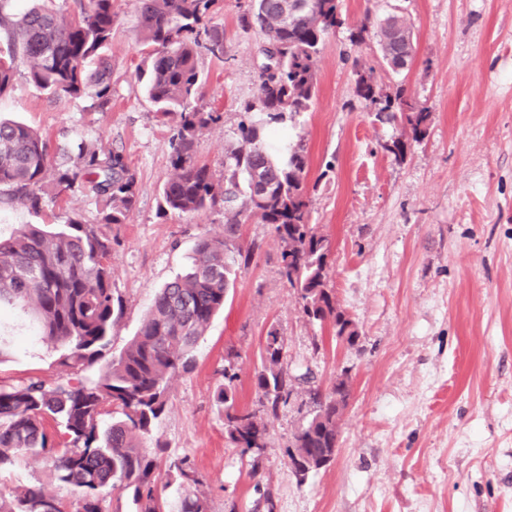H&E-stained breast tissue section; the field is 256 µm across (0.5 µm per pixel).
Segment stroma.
Listing matches in <instances>:
<instances>
[{"mask_svg":"<svg viewBox=\"0 0 512 512\" xmlns=\"http://www.w3.org/2000/svg\"><path fill=\"white\" fill-rule=\"evenodd\" d=\"M250 4L219 0L213 22L224 30V54L199 59L203 98L221 118L200 137L197 156L219 179L258 85L263 36L239 23ZM340 14L324 38L317 98L289 123L288 141L307 149L312 222L333 246L329 286L360 340L351 347L330 326L309 323L280 274L273 226L242 219L251 263L200 338L194 369L172 379L166 411L142 445L190 456L210 512H512V0H340ZM391 15L411 23L415 44L397 76L379 68L374 34ZM112 17L110 109L48 99L21 71L0 95V116L47 136L56 166L69 165L83 141L122 151L137 175V207L111 230L112 286L123 302L117 354L158 290L188 270L196 240L223 238L225 218L220 204L182 218L161 209L172 131L138 77L137 0H112ZM362 26L364 42L352 44L350 31ZM357 60L374 67L383 92L403 86L431 114L403 159L382 148L397 129L356 96ZM99 208L87 192L45 200L37 212L5 201L0 236L70 217L92 224ZM0 325L10 338L0 384L50 386L102 370L63 366L61 348L21 310L5 311ZM273 327L286 339L291 375L312 372L325 392L349 376L336 459L302 484L285 450L309 417L307 387L270 418L255 461L227 445L214 401L232 351L239 401L256 407L259 347Z\"/></svg>","mask_w":512,"mask_h":512,"instance_id":"35a3bbf8","label":"stroma"}]
</instances>
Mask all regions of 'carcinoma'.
Instances as JSON below:
<instances>
[{"instance_id":"obj_1","label":"carcinoma","mask_w":512,"mask_h":512,"mask_svg":"<svg viewBox=\"0 0 512 512\" xmlns=\"http://www.w3.org/2000/svg\"><path fill=\"white\" fill-rule=\"evenodd\" d=\"M0 0V95L12 85L19 67L32 84L55 99L85 98L88 110L103 112L112 104V66L101 56L112 40V0H78L67 15L57 0H36L19 13L4 11ZM252 0L240 16L244 27L257 25L264 35L265 62L253 100L243 106L236 145L224 156V182L198 161L196 146L204 131L220 118L203 104L198 56L205 48L217 56L224 35L212 25L217 0H140L139 29L145 92L159 117L172 124V173L162 188V208L179 216L196 215L224 202L228 214L224 238L200 237L188 271L156 295L136 335L94 381L67 377L47 387L39 380L0 384V472L17 467L28 455L52 462L51 481L79 494L77 512H104L102 490L129 493L139 512H169L159 494L161 477L185 486L200 484L187 456L158 457L140 441L163 416L169 379L195 366L198 340L224 308L230 288L246 268L254 245L240 242L238 217L273 226L282 244V276L297 292L311 324L329 322L337 341L356 344L359 332L328 288L331 241L310 223L306 189L309 157L303 144L281 147L277 133L308 111L318 94L317 65L321 45L340 25L339 0ZM412 26L391 17L380 24L382 63L398 73L412 60ZM356 95L380 121L397 124L402 134L382 145L396 159L405 155V132L424 135L428 109L406 98L403 89L390 96L357 69ZM87 191L102 204L95 224L70 219L63 224H23L0 237V312L21 308L33 316L40 335L66 349L61 364L93 365L112 349V329L122 317L112 288V236L107 230L130 219L138 200L136 173L124 154L81 142L71 165L53 166L50 141L16 122L0 119V201L33 212L43 196L63 199ZM285 337L268 330L262 344V370L254 377L260 408L238 398V364L227 358L215 404L224 417V439L241 455L258 459L267 447V419L288 404L295 385L309 374L292 376L285 365ZM350 395L348 379L330 392H311L309 418L293 435L290 462L314 464L331 458L339 422ZM119 417L106 429L99 417L106 406ZM0 512H66L44 486L24 487ZM176 512H209L205 496H185Z\"/></svg>"}]
</instances>
